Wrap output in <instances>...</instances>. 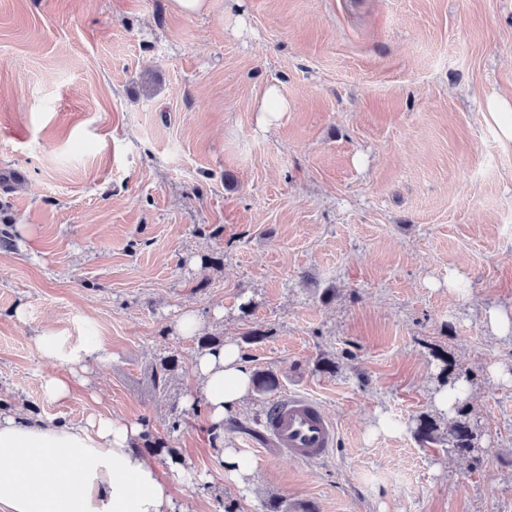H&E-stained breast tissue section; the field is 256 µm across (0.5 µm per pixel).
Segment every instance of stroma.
I'll use <instances>...</instances> for the list:
<instances>
[{"mask_svg":"<svg viewBox=\"0 0 512 512\" xmlns=\"http://www.w3.org/2000/svg\"><path fill=\"white\" fill-rule=\"evenodd\" d=\"M44 335L112 359L48 400ZM205 336L316 398L333 453L279 458L253 394L226 484L183 406ZM0 402L145 423L181 512H512V0H0ZM287 110L288 101L281 96L279 90L275 86L268 87L260 110L261 121L264 124H270L277 119L279 112H286ZM461 382L457 379L449 388V399L452 401L451 407L456 411V417L448 433V443L459 452L470 453L476 447V434L467 412L461 407V400L465 396V387Z\"/></svg>","mask_w":512,"mask_h":512,"instance_id":"obj_1","label":"stroma"}]
</instances>
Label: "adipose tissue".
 Instances as JSON below:
<instances>
[{
    "instance_id": "adipose-tissue-1",
    "label": "adipose tissue",
    "mask_w": 512,
    "mask_h": 512,
    "mask_svg": "<svg viewBox=\"0 0 512 512\" xmlns=\"http://www.w3.org/2000/svg\"><path fill=\"white\" fill-rule=\"evenodd\" d=\"M37 348L61 365L43 379V393L54 401L71 395L73 367L106 358L89 338L66 350L58 337L41 336ZM194 370L224 479L244 487L254 459L245 449L225 447L224 421L252 393L253 372L231 342L199 352ZM146 439L142 424L105 413L75 427L0 408V512H173L159 464L140 447Z\"/></svg>"
}]
</instances>
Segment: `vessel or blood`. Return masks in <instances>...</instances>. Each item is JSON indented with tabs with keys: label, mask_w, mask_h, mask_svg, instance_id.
Here are the masks:
<instances>
[{
	"label": "vessel or blood",
	"mask_w": 512,
	"mask_h": 512,
	"mask_svg": "<svg viewBox=\"0 0 512 512\" xmlns=\"http://www.w3.org/2000/svg\"><path fill=\"white\" fill-rule=\"evenodd\" d=\"M268 444L279 456L314 463L330 455L337 426L314 398L291 393L276 401L263 423Z\"/></svg>",
	"instance_id": "obj_1"
}]
</instances>
